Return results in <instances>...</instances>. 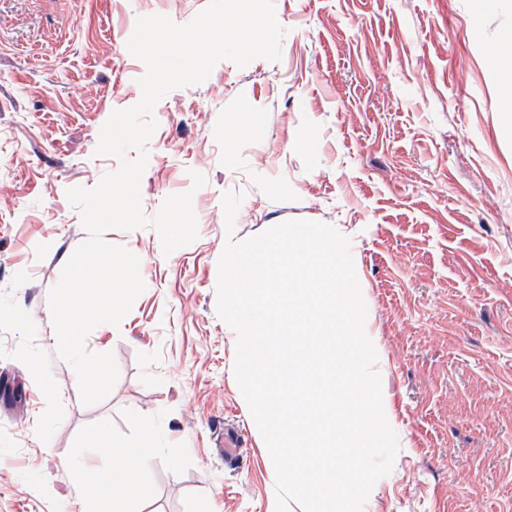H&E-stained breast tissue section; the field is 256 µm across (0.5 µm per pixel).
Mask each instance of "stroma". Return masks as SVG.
I'll return each mask as SVG.
<instances>
[{"label":"stroma","instance_id":"stroma-1","mask_svg":"<svg viewBox=\"0 0 512 512\" xmlns=\"http://www.w3.org/2000/svg\"><path fill=\"white\" fill-rule=\"evenodd\" d=\"M208 3L0 0V512H68L92 423L155 436L132 512H276L216 286L227 241L290 219L349 239L368 309L400 449L363 512H512V0H273L279 61L224 60L167 93L142 208L192 192L198 236L167 255L152 228L105 233L144 254L145 289L88 334L119 377L81 402L48 302L88 237L67 192L119 167L96 148L141 98L138 19L185 25ZM227 191L243 196L231 232Z\"/></svg>","mask_w":512,"mask_h":512}]
</instances>
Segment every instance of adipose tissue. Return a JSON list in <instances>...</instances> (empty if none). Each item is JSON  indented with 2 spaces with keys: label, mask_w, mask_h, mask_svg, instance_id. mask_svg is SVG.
Listing matches in <instances>:
<instances>
[{
  "label": "adipose tissue",
  "mask_w": 512,
  "mask_h": 512,
  "mask_svg": "<svg viewBox=\"0 0 512 512\" xmlns=\"http://www.w3.org/2000/svg\"><path fill=\"white\" fill-rule=\"evenodd\" d=\"M86 435L93 443L100 463L86 469L78 478L79 512H97L103 503L111 504L112 512H130L129 499L143 493L136 483V476L156 455L152 432H145L136 443L127 446L114 444L108 432L100 426L89 427Z\"/></svg>",
  "instance_id": "adipose-tissue-1"
}]
</instances>
